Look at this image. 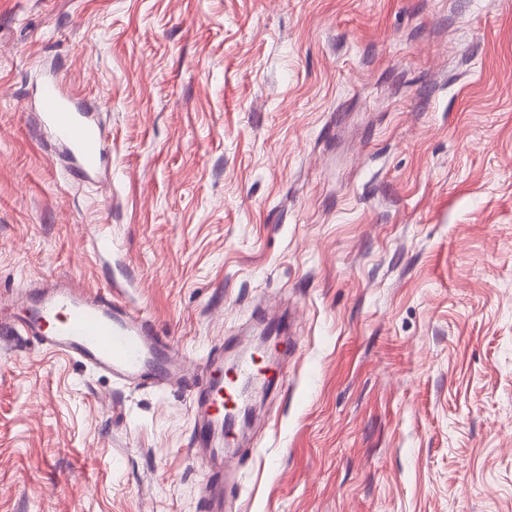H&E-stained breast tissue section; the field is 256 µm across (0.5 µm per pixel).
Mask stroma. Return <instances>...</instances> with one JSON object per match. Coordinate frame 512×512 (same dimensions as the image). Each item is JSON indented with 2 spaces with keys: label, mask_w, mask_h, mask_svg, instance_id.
<instances>
[{
  "label": "stroma",
  "mask_w": 512,
  "mask_h": 512,
  "mask_svg": "<svg viewBox=\"0 0 512 512\" xmlns=\"http://www.w3.org/2000/svg\"><path fill=\"white\" fill-rule=\"evenodd\" d=\"M57 73L108 132L70 173ZM256 354L237 512H512V0H0V301ZM188 393L0 334V512H203Z\"/></svg>",
  "instance_id": "stroma-1"
}]
</instances>
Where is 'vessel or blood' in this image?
Returning <instances> with one entry per match:
<instances>
[{
    "label": "vessel or blood",
    "instance_id": "vessel-or-blood-1",
    "mask_svg": "<svg viewBox=\"0 0 512 512\" xmlns=\"http://www.w3.org/2000/svg\"><path fill=\"white\" fill-rule=\"evenodd\" d=\"M39 118L63 144L79 174L96 171L106 155V136L93 105L81 103L55 78L39 91ZM18 331L43 347L67 353L79 363L138 386L195 382L168 337L156 335L139 314L115 301L109 292L89 293L56 282L43 283L27 303V318ZM212 382L197 399L195 446L213 464L203 491L204 512H224L222 465L234 441L251 390L262 389L265 375L248 359L232 369L212 367Z\"/></svg>",
    "mask_w": 512,
    "mask_h": 512
}]
</instances>
